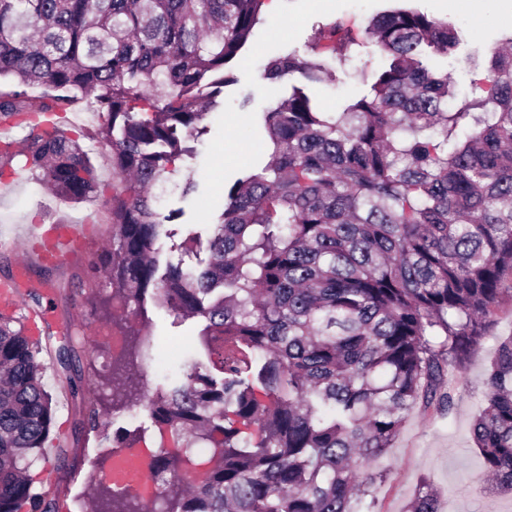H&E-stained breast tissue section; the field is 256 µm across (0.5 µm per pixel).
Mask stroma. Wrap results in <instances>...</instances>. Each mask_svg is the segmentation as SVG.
<instances>
[{"label":"stroma","instance_id":"35a3bbf8","mask_svg":"<svg viewBox=\"0 0 512 512\" xmlns=\"http://www.w3.org/2000/svg\"><path fill=\"white\" fill-rule=\"evenodd\" d=\"M389 0H277L262 5L255 34L234 62L235 84L224 90V110L209 114V128L196 144L194 158L184 159L169 182L155 189L163 209L181 208V223L172 225V235L164 239L162 261L197 267L195 255L183 243L190 233L208 235L224 205V185L229 178L265 161L270 142L259 127L263 112L287 97L292 86L301 84L300 75L282 80L263 78L269 57L295 54L312 59L309 41L319 26L337 21L355 39L346 60L327 58L334 80L309 85L308 92L320 111L340 112L353 100L370 91L369 75L383 66L367 38L369 21L386 9ZM429 16L455 24L461 33L459 48L448 54L429 57L430 67L448 73L458 95L469 94L474 80L483 77L493 53L502 40L512 35V0H482L472 8L469 0H414ZM248 107H241L242 98ZM90 156L97 168L103 192L80 203H71L52 194L29 172H21L9 185L0 186V279L18 277L24 282V316L32 303L45 312V323L36 339L45 348V383L56 401L53 427L41 458L28 470L33 490L48 485L61 486L58 512H89L87 492L91 484L105 480L110 455L117 443L116 431L136 430L139 447L155 449L159 431L143 407L113 409L106 386L112 369V346L96 343L94 334L113 333L117 319H132L121 309L109 288L98 290L82 283L83 262L53 265L25 258L17 240L27 237L39 224H81L92 221L108 232L112 193V168L108 147L90 142ZM193 179L198 187L182 195L181 186ZM152 333L161 345L176 344V352L159 368L145 371L146 396L157 395L177 382L188 362L205 359L200 333L203 318H184L168 307L146 300ZM512 336V293L505 297L488 336L470 353L455 384V405L449 416L417 410L405 418L400 433L383 463L389 480L376 492V512H404L421 481L437 490L440 512H512V497L488 488V476L472 446L470 425L480 409L486 366L497 339ZM69 340V368H62L56 350L61 340ZM73 377L81 396L93 400L100 409L98 432L87 433L66 385Z\"/></svg>","mask_w":512,"mask_h":512}]
</instances>
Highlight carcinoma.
I'll return each mask as SVG.
<instances>
[{
    "label": "carcinoma",
    "instance_id": "obj_1",
    "mask_svg": "<svg viewBox=\"0 0 512 512\" xmlns=\"http://www.w3.org/2000/svg\"><path fill=\"white\" fill-rule=\"evenodd\" d=\"M263 0H0V121L22 120L27 146L0 144V178L23 154L53 193L100 190L82 140L110 148L111 239L87 274L108 278L137 324L112 368V407L144 398L155 337L147 294L201 317L208 359L147 403L160 434L159 489L95 488V512H370L381 461L416 408L450 414L448 371L489 332L512 277V36L469 96L422 58L460 43L446 20L404 4L367 33L386 57L370 94L322 112L304 88L262 115L272 153L224 188L198 271L160 268V240L181 210L151 189L194 154L224 108L226 66L251 37ZM337 22L312 37L345 59ZM332 77L277 55L263 76ZM88 108L93 133L48 129L45 113ZM0 314V512H56L62 490L24 476L53 422L41 349ZM89 428L100 411L80 400ZM256 427V436L244 429ZM491 487L512 491V338L497 345L470 428ZM207 466L196 470L197 448ZM406 512H439L422 483Z\"/></svg>",
    "mask_w": 512,
    "mask_h": 512
}]
</instances>
